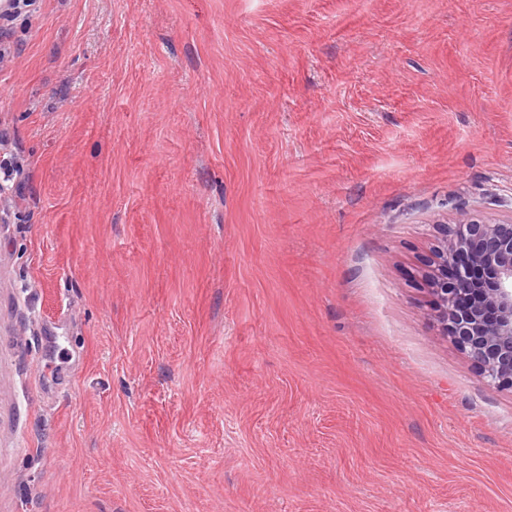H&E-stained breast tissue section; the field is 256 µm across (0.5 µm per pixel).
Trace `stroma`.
<instances>
[{
    "mask_svg": "<svg viewBox=\"0 0 512 512\" xmlns=\"http://www.w3.org/2000/svg\"><path fill=\"white\" fill-rule=\"evenodd\" d=\"M0 68V512H512L434 319L512 210V0H39Z\"/></svg>",
    "mask_w": 512,
    "mask_h": 512,
    "instance_id": "obj_1",
    "label": "stroma"
}]
</instances>
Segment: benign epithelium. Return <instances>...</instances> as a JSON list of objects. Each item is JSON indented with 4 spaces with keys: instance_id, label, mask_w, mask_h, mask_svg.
Returning a JSON list of instances; mask_svg holds the SVG:
<instances>
[{
    "instance_id": "7a95c632",
    "label": "benign epithelium",
    "mask_w": 512,
    "mask_h": 512,
    "mask_svg": "<svg viewBox=\"0 0 512 512\" xmlns=\"http://www.w3.org/2000/svg\"><path fill=\"white\" fill-rule=\"evenodd\" d=\"M428 285L451 341L491 383L512 387V213L493 222L462 218L437 251Z\"/></svg>"
}]
</instances>
